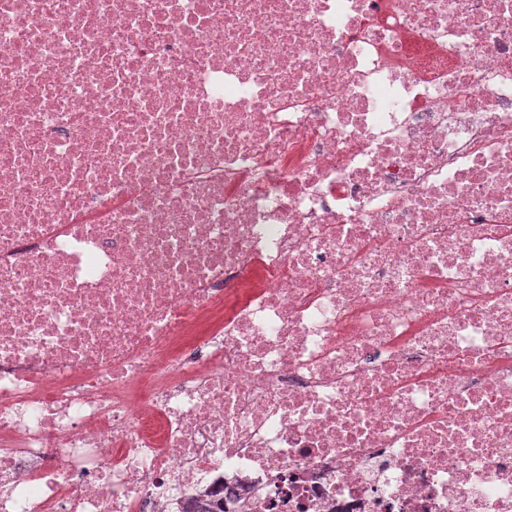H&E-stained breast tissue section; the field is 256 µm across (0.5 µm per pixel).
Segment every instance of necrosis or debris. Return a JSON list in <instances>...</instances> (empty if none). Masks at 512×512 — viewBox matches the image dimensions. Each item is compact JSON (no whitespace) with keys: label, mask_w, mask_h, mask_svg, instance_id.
<instances>
[{"label":"necrosis or debris","mask_w":512,"mask_h":512,"mask_svg":"<svg viewBox=\"0 0 512 512\" xmlns=\"http://www.w3.org/2000/svg\"><path fill=\"white\" fill-rule=\"evenodd\" d=\"M512 512V0H0V512Z\"/></svg>","instance_id":"obj_1"}]
</instances>
